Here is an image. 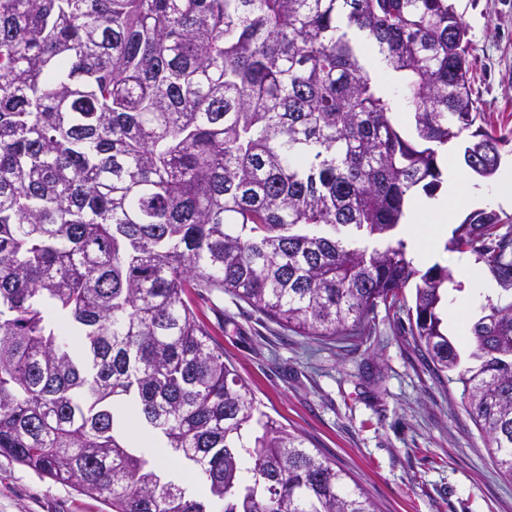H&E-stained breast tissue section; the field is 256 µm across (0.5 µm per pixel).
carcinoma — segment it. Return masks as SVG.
Listing matches in <instances>:
<instances>
[{
  "mask_svg": "<svg viewBox=\"0 0 512 512\" xmlns=\"http://www.w3.org/2000/svg\"><path fill=\"white\" fill-rule=\"evenodd\" d=\"M469 48L453 0H0V455L109 512H374L260 410L193 302L362 341L412 287L415 344L512 478V225L452 231L501 287L464 366L442 318L461 285L393 240L449 141L471 131L483 179L512 154V129L476 125ZM128 417L208 499L132 447Z\"/></svg>",
  "mask_w": 512,
  "mask_h": 512,
  "instance_id": "obj_1",
  "label": "carcinoma"
}]
</instances>
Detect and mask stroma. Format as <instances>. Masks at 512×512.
Masks as SVG:
<instances>
[{"label": "stroma", "instance_id": "obj_1", "mask_svg": "<svg viewBox=\"0 0 512 512\" xmlns=\"http://www.w3.org/2000/svg\"><path fill=\"white\" fill-rule=\"evenodd\" d=\"M456 7L485 119L512 128V0ZM194 307L262 410L343 469L375 512H512V479L491 458L461 384L416 347L405 310L378 306L359 343L299 335L218 291ZM0 512L105 506L0 456Z\"/></svg>", "mask_w": 512, "mask_h": 512}]
</instances>
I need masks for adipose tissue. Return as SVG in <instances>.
I'll return each mask as SVG.
<instances>
[{"label": "adipose tissue", "instance_id": "obj_1", "mask_svg": "<svg viewBox=\"0 0 512 512\" xmlns=\"http://www.w3.org/2000/svg\"><path fill=\"white\" fill-rule=\"evenodd\" d=\"M488 205L512 206V162L501 165L490 184L449 167L445 183L435 197L419 195L412 199L397 233L411 244L416 261L427 264L441 251L448 237V226L458 209ZM458 272L473 292L467 314H460L455 308L449 311V327L462 333L467 329L468 314L478 311L486 297L492 295L493 287L469 262H460Z\"/></svg>", "mask_w": 512, "mask_h": 512}]
</instances>
